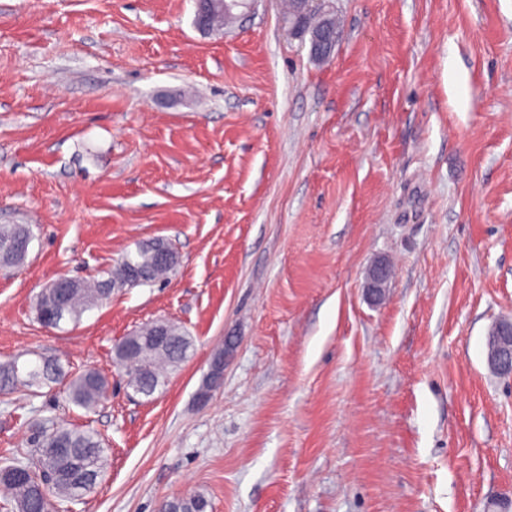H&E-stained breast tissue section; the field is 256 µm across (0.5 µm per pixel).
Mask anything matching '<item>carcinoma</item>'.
Here are the masks:
<instances>
[{
	"instance_id": "carcinoma-1",
	"label": "carcinoma",
	"mask_w": 512,
	"mask_h": 512,
	"mask_svg": "<svg viewBox=\"0 0 512 512\" xmlns=\"http://www.w3.org/2000/svg\"><path fill=\"white\" fill-rule=\"evenodd\" d=\"M19 237L32 238L29 225H0V267L23 265L4 252V247ZM162 246L158 239L139 244L108 272V278L77 282L68 289L54 328L78 324L87 310L102 304L114 289L125 288L130 267L138 272L137 287L166 278L173 266L158 260ZM193 350L194 339L181 326L173 324L170 335L156 336L150 323L116 343L112 361L121 369L125 387L148 398L165 386L167 374L185 364ZM54 384L65 385L68 403L86 411L103 401L109 386L100 371L73 373L57 360L42 359L23 367L16 359L0 363V395L23 392L35 397ZM34 443V448L19 449L0 460V492L13 502L16 512H56L62 503L82 499L102 476L104 448L89 431L53 423L41 428ZM173 503L178 512H206L209 506L201 492L176 498Z\"/></svg>"
}]
</instances>
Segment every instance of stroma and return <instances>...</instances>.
I'll return each instance as SVG.
<instances>
[{
  "instance_id": "1",
  "label": "stroma",
  "mask_w": 512,
  "mask_h": 512,
  "mask_svg": "<svg viewBox=\"0 0 512 512\" xmlns=\"http://www.w3.org/2000/svg\"><path fill=\"white\" fill-rule=\"evenodd\" d=\"M332 5L319 63L282 0L210 33L194 0H0V225L33 233L0 268V361L110 381L91 412L0 396V458L45 418L96 433L72 512H512V376L488 362L512 322V0ZM156 238L168 279L37 320L49 282ZM159 319L195 349L147 399L112 347ZM391 275V268L384 262H376L369 271L367 288L372 296H381Z\"/></svg>"
}]
</instances>
